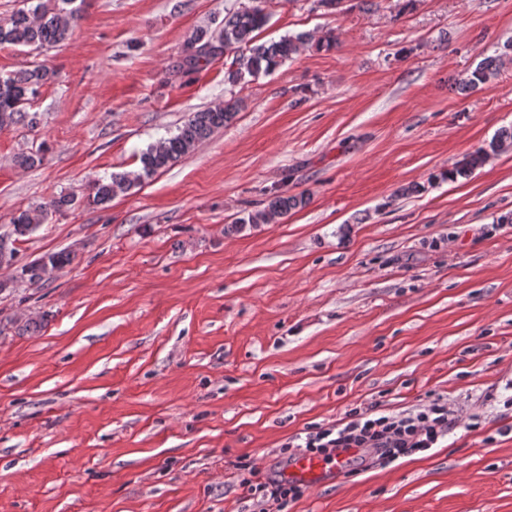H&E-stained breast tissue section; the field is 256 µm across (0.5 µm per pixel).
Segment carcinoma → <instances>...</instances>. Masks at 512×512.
Segmentation results:
<instances>
[{
    "mask_svg": "<svg viewBox=\"0 0 512 512\" xmlns=\"http://www.w3.org/2000/svg\"><path fill=\"white\" fill-rule=\"evenodd\" d=\"M75 0H39L32 9H17L9 18L0 21V45L32 46L36 50L56 46L67 40L76 25L78 10L72 7ZM267 23V14L259 6L243 8L224 15L218 28L210 35L202 32L190 37L184 44L177 64L182 71H196L206 66L218 55H233L230 66L224 72V83L236 86L246 77L258 78L273 73L279 66L297 55L300 49L315 43L317 49L336 48L337 39L332 33L317 40L307 33H298L280 38L277 41L258 40V31ZM500 57L487 56L480 60L474 69L460 79L462 90H474L487 83L497 74ZM45 69L19 72L6 78L0 77V125L22 124L31 126L35 117L27 111V106L39 94V89L47 79ZM240 101L231 97L196 112L178 130V133L149 146L140 155L141 167L133 173H113L107 179H98L89 185L88 197L95 204H105L113 198L125 195L142 180L165 169L189 155L195 147L215 130L224 127L239 111ZM512 147V129H503L486 145L475 149L465 158L448 169L444 177L450 181L471 176L493 155ZM310 201L309 195L275 193L268 204L259 210L235 220L239 227L247 224H274L290 213L302 209ZM75 203L72 195L53 197L48 208L23 210L13 214L10 224L13 233L24 235L43 223L47 210L63 212ZM48 262L58 269L67 265L71 258L65 253L51 254L43 260L21 268L20 279L29 282L41 280L39 267Z\"/></svg>",
    "mask_w": 512,
    "mask_h": 512,
    "instance_id": "1",
    "label": "carcinoma"
}]
</instances>
